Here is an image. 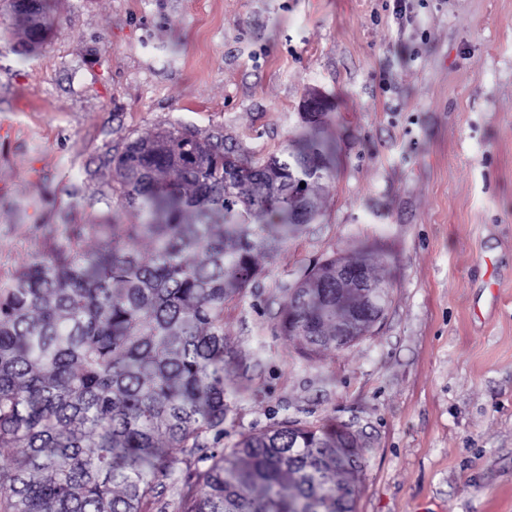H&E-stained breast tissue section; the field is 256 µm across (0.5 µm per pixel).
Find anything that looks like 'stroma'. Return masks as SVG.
Returning a JSON list of instances; mask_svg holds the SVG:
<instances>
[{
    "label": "stroma",
    "mask_w": 512,
    "mask_h": 512,
    "mask_svg": "<svg viewBox=\"0 0 512 512\" xmlns=\"http://www.w3.org/2000/svg\"><path fill=\"white\" fill-rule=\"evenodd\" d=\"M52 0L46 40L0 29V277L59 224L132 218L113 155L160 128L282 155L320 91V213L224 302V447L284 421L358 440L355 512H512V0ZM367 252L373 335L308 358L284 287Z\"/></svg>",
    "instance_id": "35a3bbf8"
}]
</instances>
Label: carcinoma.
Listing matches in <instances>:
<instances>
[{
    "mask_svg": "<svg viewBox=\"0 0 512 512\" xmlns=\"http://www.w3.org/2000/svg\"><path fill=\"white\" fill-rule=\"evenodd\" d=\"M10 9L22 47L41 46L46 0ZM332 151L301 135L253 164L224 130L180 125L112 156L111 191L134 222L67 224L0 280V512H141L166 492L174 512H354L360 461L342 428L287 422L227 453L211 446L224 438V300L258 276V254L305 228L293 184H310L319 212L328 167L308 162ZM229 155L252 172L237 191L224 187ZM140 238L146 256L130 248ZM355 260L388 304L389 286L364 253ZM292 291L281 333L309 356L345 348L336 336L359 295ZM166 448L181 449L194 481L164 468Z\"/></svg>",
    "mask_w": 512,
    "mask_h": 512,
    "instance_id": "cac0c4a2",
    "label": "carcinoma"
}]
</instances>
